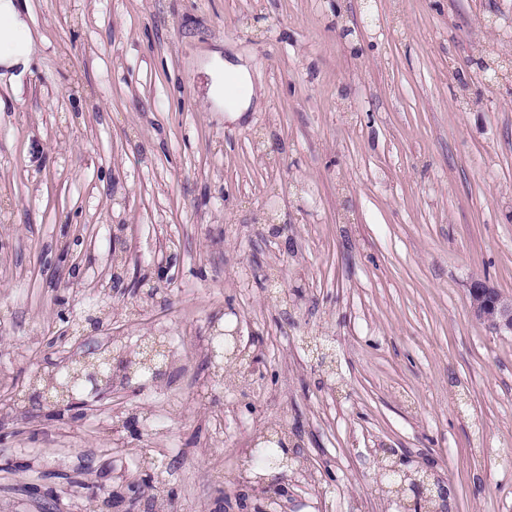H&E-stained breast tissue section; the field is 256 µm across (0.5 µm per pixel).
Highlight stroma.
<instances>
[{"mask_svg": "<svg viewBox=\"0 0 512 512\" xmlns=\"http://www.w3.org/2000/svg\"><path fill=\"white\" fill-rule=\"evenodd\" d=\"M0 81V512H255L254 439L311 480L287 512H512V0H21ZM250 74L240 118L214 57ZM257 362L217 384L207 345ZM112 337L175 362L84 408L36 376ZM18 1H0V79L8 73L11 79H20L39 49ZM212 83L209 89V96L212 100L221 104L224 102L225 93L228 92L230 87L224 86L225 74L231 75L235 78V87L250 86V91L246 96L241 97L234 106L228 108V112H235L232 115L233 118L241 116L242 113L246 112L251 103V97L253 90L249 78V74L246 68L242 66L231 65L225 61H219L215 64L211 70ZM471 313L479 322L497 333L512 334V295L490 286L485 280H474L467 289ZM388 472H392L393 474H397L401 481L404 483L409 481V488L415 495V499L413 502V507L415 512L423 511L424 499L429 498L425 495V488L423 484L418 480V475L422 472V470H416L414 472L404 471L398 468L396 464H392L388 466L386 469Z\"/></svg>", "mask_w": 512, "mask_h": 512, "instance_id": "1", "label": "stroma"}]
</instances>
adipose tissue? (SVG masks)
<instances>
[{
	"mask_svg": "<svg viewBox=\"0 0 512 512\" xmlns=\"http://www.w3.org/2000/svg\"><path fill=\"white\" fill-rule=\"evenodd\" d=\"M38 49L18 0H0V72L21 78Z\"/></svg>",
	"mask_w": 512,
	"mask_h": 512,
	"instance_id": "obj_1",
	"label": "adipose tissue"
}]
</instances>
